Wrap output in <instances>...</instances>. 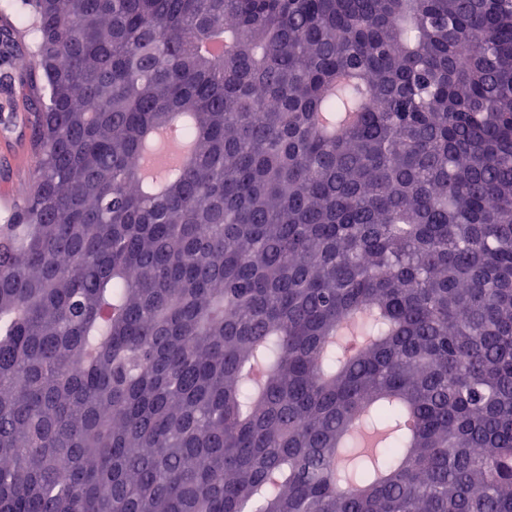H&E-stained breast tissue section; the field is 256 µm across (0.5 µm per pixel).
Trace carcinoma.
Returning <instances> with one entry per match:
<instances>
[{"mask_svg": "<svg viewBox=\"0 0 512 512\" xmlns=\"http://www.w3.org/2000/svg\"><path fill=\"white\" fill-rule=\"evenodd\" d=\"M23 4L0 512H512V0ZM189 150L186 143L173 140L167 133H159L154 139L152 148L148 151L145 162V176L149 180H155L157 174L156 159L159 156L175 157L185 154Z\"/></svg>", "mask_w": 512, "mask_h": 512, "instance_id": "carcinoma-1", "label": "carcinoma"}]
</instances>
